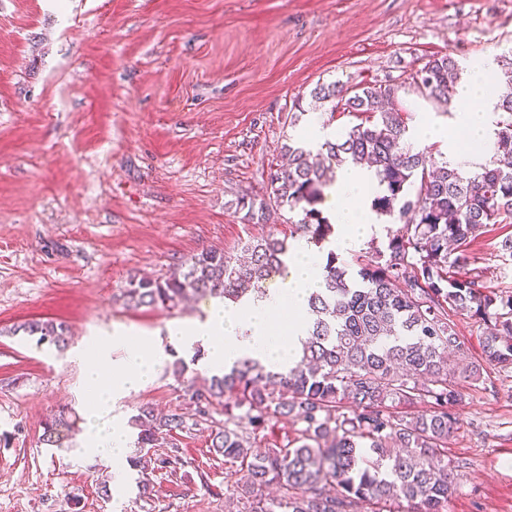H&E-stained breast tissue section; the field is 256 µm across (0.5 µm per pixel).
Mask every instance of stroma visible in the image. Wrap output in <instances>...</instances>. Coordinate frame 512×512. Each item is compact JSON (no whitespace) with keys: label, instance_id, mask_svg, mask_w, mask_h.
<instances>
[{"label":"stroma","instance_id":"stroma-1","mask_svg":"<svg viewBox=\"0 0 512 512\" xmlns=\"http://www.w3.org/2000/svg\"><path fill=\"white\" fill-rule=\"evenodd\" d=\"M512 50V0H0V512H225L233 493L207 431L177 432L192 464L168 476L139 467L114 486L80 452L78 421L61 447L45 419L85 411L84 353L113 332L166 338L203 318L127 307L129 280L166 277L203 249L239 256L289 234V212L255 221L237 200L268 199L281 148L314 116L311 90L336 80L406 81L431 57L460 65ZM474 250L492 287L512 265ZM68 325L64 351L11 335L30 319ZM495 385L462 382L451 459L471 463L448 512H512V369ZM187 408L160 368L120 403ZM110 484L102 496V484Z\"/></svg>","mask_w":512,"mask_h":512}]
</instances>
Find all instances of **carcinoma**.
Listing matches in <instances>:
<instances>
[{"label":"carcinoma","instance_id":"cac0c4a2","mask_svg":"<svg viewBox=\"0 0 512 512\" xmlns=\"http://www.w3.org/2000/svg\"><path fill=\"white\" fill-rule=\"evenodd\" d=\"M459 75L456 59L434 57L409 76V86L444 104ZM401 89L317 85L314 102L359 123L314 147L286 144L288 165L269 175V199L299 216L289 222L292 236L321 245L332 235L318 205L336 170L349 163L373 170L381 191L372 209L397 225L354 282L346 263L328 252L322 288L308 297L300 361L275 371L243 360L202 385L187 384L190 411L158 414L144 406L135 418V447L165 449L154 464L171 475L189 464L171 434L191 425L207 429L212 452L234 480L230 512H392L402 500L406 512H448L470 466L448 462V439L459 429L458 384L483 379L453 315L466 312L484 326L486 363L512 368V291L486 285L471 250L488 227L512 221V92L494 105L489 158L469 169L433 162L415 146L403 113L389 106ZM286 252V242L272 234L245 244L242 261L208 249L163 280L130 281L123 298L133 307L166 309L191 295L235 302L284 271ZM19 332L61 349L69 327L34 319L12 330ZM404 407L422 412L404 415ZM282 419L292 431L262 445L271 422ZM73 425L72 411H58L44 424L43 443L61 446L63 430Z\"/></svg>","mask_w":512,"mask_h":512}]
</instances>
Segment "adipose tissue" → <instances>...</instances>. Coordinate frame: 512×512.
Here are the masks:
<instances>
[{
  "label": "adipose tissue",
  "instance_id": "obj_1",
  "mask_svg": "<svg viewBox=\"0 0 512 512\" xmlns=\"http://www.w3.org/2000/svg\"><path fill=\"white\" fill-rule=\"evenodd\" d=\"M497 74L484 61H476L460 80L455 107L448 123L423 120L419 139L446 141L448 154L468 159L473 146L490 142L495 100L491 94ZM378 184L370 172L351 166L338 170L323 203L338 232L331 243L337 251L359 245L380 230L371 202ZM286 270L275 288L244 303L215 300L204 319L168 330L167 344L146 337L128 345L124 333L113 334L89 354L84 386L91 395L85 410L82 448L85 453L123 463L129 450L125 423L112 416L118 401L150 383L166 359L165 345L190 349L203 345L210 369H226L249 358L279 368L293 366L307 338V301L320 286L321 260L310 249L294 246L285 260ZM122 356H115V349Z\"/></svg>",
  "mask_w": 512,
  "mask_h": 512
}]
</instances>
